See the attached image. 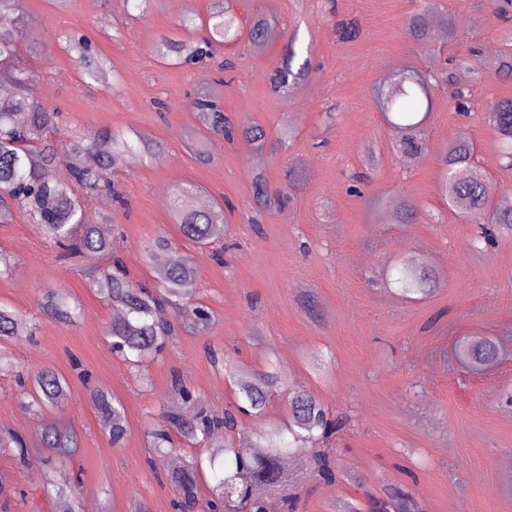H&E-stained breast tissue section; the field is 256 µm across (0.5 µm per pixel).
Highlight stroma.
<instances>
[{
    "label": "stroma",
    "mask_w": 512,
    "mask_h": 512,
    "mask_svg": "<svg viewBox=\"0 0 512 512\" xmlns=\"http://www.w3.org/2000/svg\"><path fill=\"white\" fill-rule=\"evenodd\" d=\"M214 0H153L134 18L129 0H21L24 17L19 58L34 76L33 89L64 114L56 133L60 148L75 133L103 129L136 132L160 143L155 159L112 169L119 207L111 194L87 193L88 220L112 219L121 228L120 252L140 283L154 282L142 243L161 233L196 267L195 302L212 313L199 336L176 333L142 370H131L108 347L104 334L113 320L111 301L82 277L75 257L59 256L37 225L23 218L0 224V251L13 267L0 277V304L21 315L33 332L0 342L14 364L0 371V434L33 441L40 420L27 408L17 375L47 367L70 383V396L55 409L80 435L81 447L62 457L49 449L25 459L0 456V475L27 493L1 496L0 512H55L41 490L42 473L53 470L59 484L73 487L81 502L98 512H174L175 491L151 446V429L171 410L173 379L185 382L213 412L231 405L234 394L207 348L254 371L275 370L281 385L268 420L286 415L290 393H313L344 427L331 439L340 474L333 483L295 467L297 512H333L338 501L361 502L402 490L420 512H512V237L481 248L477 224L448 210L438 193L440 158L449 141L467 132L472 164L491 190L512 185V168L499 157L487 120L491 102L512 98V78L491 70L475 75L474 60L492 62L487 44L503 48L512 36V5L499 0H231L248 20L274 15L285 37L263 53L247 41L218 48L215 59L195 65L158 62L160 37H178L180 18H206ZM432 7L434 18L458 20L450 37H434L421 50L409 37L410 15ZM355 19L356 37L336 27ZM89 37L120 74L113 84H86L68 39ZM307 49L305 88L284 97L270 89L273 66L288 38ZM228 70H221V63ZM434 69L433 107L423 123L427 149L406 165L373 95V88L403 69ZM221 81L226 113L262 125L277 139L278 123L290 116L296 136L285 149L260 151L250 163L244 141L211 137V158L202 163L188 146L196 125L187 95ZM473 88L468 114L450 98L458 87ZM379 165L363 196L347 191L351 173L362 170L366 149ZM300 165L308 179L290 205L248 221L252 182L263 172L271 188L288 187V168ZM191 184L206 202L230 200L224 233L201 247L173 224L169 201L177 187ZM405 194L415 203L414 224L373 223V199ZM428 260L437 269L432 294L421 301L383 286L388 262ZM58 287L81 304L79 317L65 322L41 313L43 289ZM497 341V360L473 370L455 354L459 341ZM331 359L315 375L306 356ZM121 399L127 434L112 444L100 424L96 397Z\"/></svg>",
    "instance_id": "35a3bbf8"
}]
</instances>
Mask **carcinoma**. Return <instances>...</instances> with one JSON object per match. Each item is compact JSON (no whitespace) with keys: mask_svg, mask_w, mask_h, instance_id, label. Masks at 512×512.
<instances>
[{"mask_svg":"<svg viewBox=\"0 0 512 512\" xmlns=\"http://www.w3.org/2000/svg\"><path fill=\"white\" fill-rule=\"evenodd\" d=\"M22 16L20 0H0V74L8 77L17 88L10 100L0 103V221L16 215L37 224L50 245L65 253H75L87 261L85 275L99 294L121 307L123 317L115 319L106 333L107 343L131 367L140 366L142 359L161 350L175 335L172 323L160 315L173 309L180 328L195 333L204 327L211 313L192 301L187 284L195 278L190 256L181 252L176 243L165 235L154 237L143 248V255L152 260L157 254L166 255L163 265L154 270L156 287L149 291L137 285L130 277L122 257L116 250L114 235L106 233L100 224L86 220L77 189L87 192L108 191L118 203L121 195L108 178L110 168L124 162L136 163L158 154L160 145L139 136L130 138L124 133L104 130L91 136L81 133L76 137L86 140V150L94 155L95 163L88 164L81 151H76L69 177L57 178L51 167L58 149L52 139L59 127L61 112L44 98L29 91L32 74L18 58ZM248 28V43L259 50L283 36L274 21L259 15L248 24L233 13L224 0H215L208 16L211 38L203 42L174 40L165 36L157 42L156 56L163 62L176 64L198 61L212 54V43H231ZM407 30L416 44L425 45L431 39L429 11H417L407 20ZM83 79L105 83L117 78L111 60L90 47L84 37L69 40ZM296 56L294 45L272 70L271 89L286 95L299 89L309 74V64L293 70ZM433 75L417 67L401 72L388 81L386 89L375 92V99L387 117L390 126L401 133L400 147L407 154L426 150L421 134L423 119L418 114L431 109L429 89ZM192 108L203 134L196 137V158L205 162L210 155L203 144L207 135L216 134L230 143L237 137L251 141L260 149H277L295 135L294 128L284 125L281 137L268 140L266 130L256 123H238L225 113L218 94L202 91L192 99ZM490 125L497 132L501 157L512 167V99L495 102L487 112ZM473 143L465 132H460L448 145L441 162L443 174L438 184L441 198L476 224L482 225L480 238L489 243L499 234L512 235V200L493 202L486 178L472 165ZM287 196L280 190H271L264 175L256 177L253 186L254 213L266 212L281 206ZM174 223L182 235L199 246H206L221 234L218 221L223 210L203 209L196 203L194 188L178 187L169 202ZM377 221L408 224L415 220L412 201L401 197L380 199L375 203ZM436 278L432 267L422 261L396 267V277L390 283L397 285L404 296H426ZM43 311L59 320L72 322L80 313L79 301L63 290L48 288L42 295ZM27 332L26 323L16 313L0 306V340H9ZM499 352L497 343L489 338L464 341L458 345L457 355L471 367L478 368L492 362ZM210 361L224 370V375L235 389L234 404L219 415L204 410L197 413L166 414L162 424L151 432L152 447L159 453L172 448L171 433L188 440L207 439L216 432L233 433L239 430L242 417L262 418L278 389V376L266 371L257 376L230 362L224 352L208 351ZM31 385L30 406L39 411L53 409L66 399L69 386L66 379L49 368L28 374ZM105 430L118 444L126 434L125 408L108 394L97 403ZM344 421L330 415L314 395L298 391L288 398L286 417L269 422L254 432L255 453L241 443L224 449V472L218 478L213 494L217 500L207 504L217 510L224 504V512H258L257 505L271 496L281 502L282 512H296L297 486L294 476L285 467L284 458L310 451V473L332 483L339 473L332 449L319 448L336 434ZM40 443L62 455H71L79 448L77 434L59 419L42 420ZM217 456L206 459L193 457L168 479L179 495L177 509L194 512L200 506L197 475L204 467L215 469ZM56 506L61 512H80V501L73 489L55 492ZM418 505L407 495L397 494L372 502L370 512H416Z\"/></svg>","mask_w":512,"mask_h":512,"instance_id":"1","label":"carcinoma"}]
</instances>
